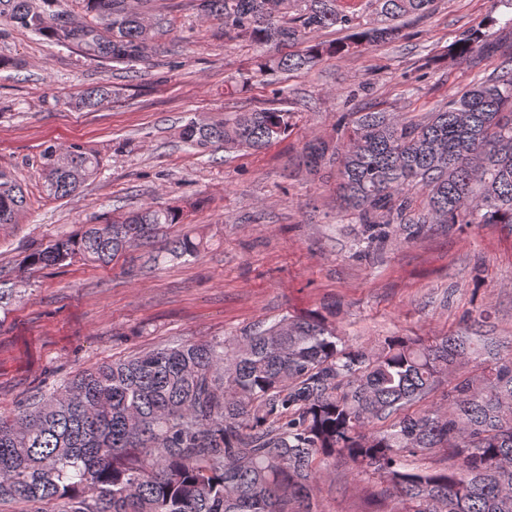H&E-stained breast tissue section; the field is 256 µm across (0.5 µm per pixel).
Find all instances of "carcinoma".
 Wrapping results in <instances>:
<instances>
[{
	"label": "carcinoma",
	"instance_id": "1",
	"mask_svg": "<svg viewBox=\"0 0 512 512\" xmlns=\"http://www.w3.org/2000/svg\"><path fill=\"white\" fill-rule=\"evenodd\" d=\"M68 0H0V24L71 47L87 58L130 65L143 57L153 0H81L92 15L77 22ZM338 0H199L229 41L262 50L254 76L301 70L325 56L386 42L396 21L428 14L435 0H367L363 18ZM338 26L344 39L317 34ZM306 43L297 54L271 48ZM481 29L452 47L461 58L490 52ZM90 88L81 107L112 98ZM292 113L275 100L233 116H199L180 130L193 149L260 150L288 135ZM341 141L311 140V172L338 163L340 189L357 215L360 241L414 240L433 224L512 225V57L418 122L385 112H346ZM49 195H72L100 172L82 144L42 153ZM426 213L411 218L413 197ZM26 197L0 169V224L15 221ZM180 223L174 207L149 204L84 224L28 254L20 270L81 259L108 264L128 248L147 262L194 256L184 233L166 254L155 237ZM468 336L428 340L392 336L366 348L345 342L324 316H288L240 336L186 341L84 371L48 393L0 413V508L26 512H317L315 493L328 460L393 489L400 512H512V357L483 343L480 372L453 373L469 358ZM445 404H428L440 389ZM381 427H376L377 423ZM442 452L448 466L415 470L407 458Z\"/></svg>",
	"mask_w": 512,
	"mask_h": 512
}]
</instances>
